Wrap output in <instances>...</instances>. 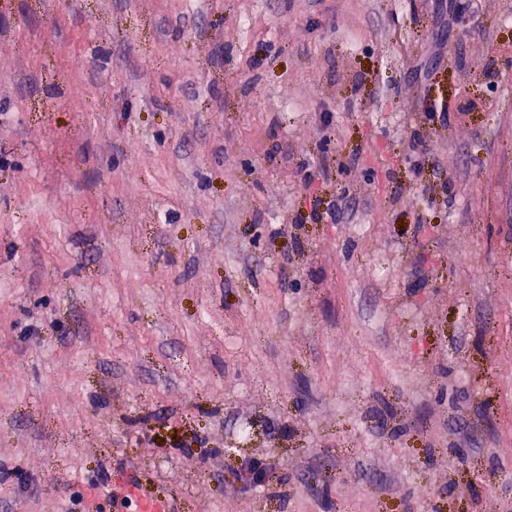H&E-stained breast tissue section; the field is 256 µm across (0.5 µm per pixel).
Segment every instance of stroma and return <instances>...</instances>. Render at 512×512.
I'll return each instance as SVG.
<instances>
[{
    "mask_svg": "<svg viewBox=\"0 0 512 512\" xmlns=\"http://www.w3.org/2000/svg\"><path fill=\"white\" fill-rule=\"evenodd\" d=\"M145 495L512 512V0H0V512Z\"/></svg>",
    "mask_w": 512,
    "mask_h": 512,
    "instance_id": "stroma-1",
    "label": "stroma"
}]
</instances>
